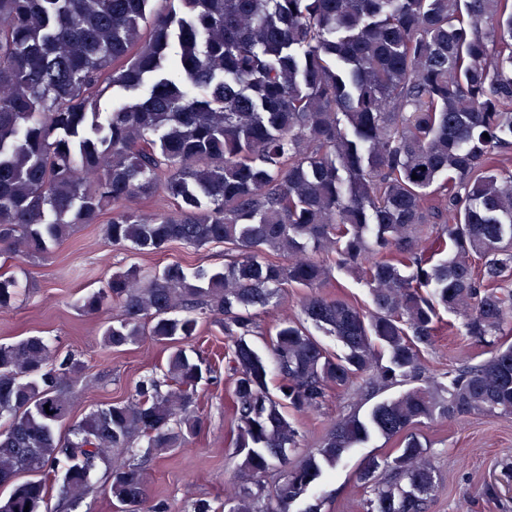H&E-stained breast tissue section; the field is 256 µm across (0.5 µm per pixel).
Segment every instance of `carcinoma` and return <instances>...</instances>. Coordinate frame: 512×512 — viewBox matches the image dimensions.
<instances>
[{"label": "carcinoma", "instance_id": "obj_1", "mask_svg": "<svg viewBox=\"0 0 512 512\" xmlns=\"http://www.w3.org/2000/svg\"><path fill=\"white\" fill-rule=\"evenodd\" d=\"M158 2L0 0L4 261L45 258L105 214L106 238L135 252L224 245L220 269L134 265L85 297L87 314L115 309L105 346L148 336L167 356L162 376L78 421L71 355L41 336L0 344V512H43L62 460L75 506L115 448L121 512H167L133 444L161 456L201 432L204 323L224 334L243 455L223 512H290L373 436L398 448L358 470L366 512H426L439 476L411 429L512 417V0ZM115 88L144 95L101 111ZM156 195L167 206L144 210ZM336 270L371 308L323 292ZM18 295L1 273L0 310ZM443 311L487 359L429 372L422 349ZM260 335L268 359L250 342ZM359 381L411 388L330 419L318 447L290 458L303 447L294 416Z\"/></svg>", "mask_w": 512, "mask_h": 512}]
</instances>
